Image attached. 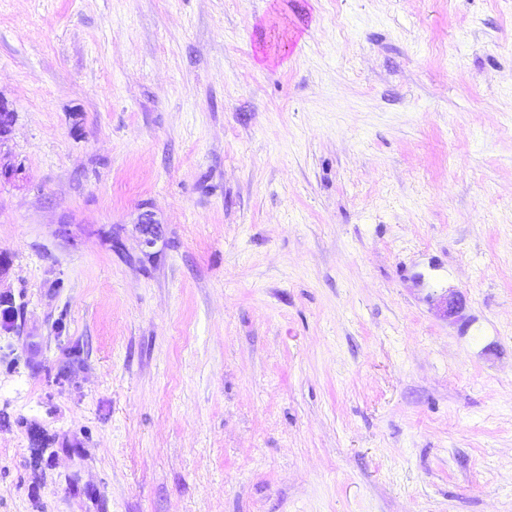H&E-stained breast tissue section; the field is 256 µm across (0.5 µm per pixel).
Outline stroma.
<instances>
[{
	"label": "stroma",
	"mask_w": 512,
	"mask_h": 512,
	"mask_svg": "<svg viewBox=\"0 0 512 512\" xmlns=\"http://www.w3.org/2000/svg\"><path fill=\"white\" fill-rule=\"evenodd\" d=\"M0 97V512H512V0H0Z\"/></svg>",
	"instance_id": "stroma-1"
}]
</instances>
